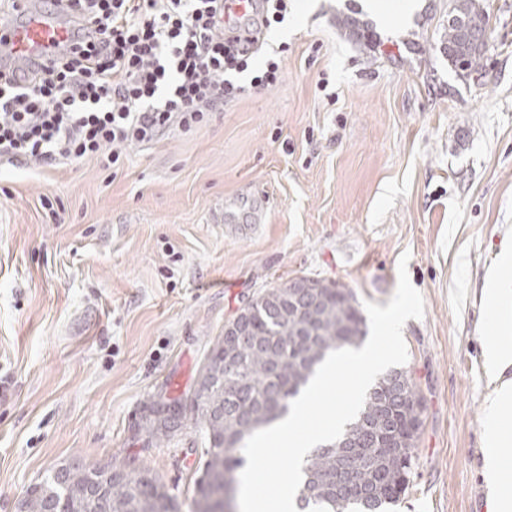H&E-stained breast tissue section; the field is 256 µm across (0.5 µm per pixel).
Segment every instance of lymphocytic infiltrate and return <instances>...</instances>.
<instances>
[{"mask_svg": "<svg viewBox=\"0 0 512 512\" xmlns=\"http://www.w3.org/2000/svg\"><path fill=\"white\" fill-rule=\"evenodd\" d=\"M63 3L93 33L27 84L0 79L1 161L93 157L117 172L122 147L203 127L226 101L280 80L278 61L253 62L288 0H259L239 25L229 0Z\"/></svg>", "mask_w": 512, "mask_h": 512, "instance_id": "lymphocytic-infiltrate-1", "label": "lymphocytic infiltrate"}]
</instances>
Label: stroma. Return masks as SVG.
<instances>
[{"mask_svg":"<svg viewBox=\"0 0 512 512\" xmlns=\"http://www.w3.org/2000/svg\"><path fill=\"white\" fill-rule=\"evenodd\" d=\"M483 4L480 77L441 50L452 0H289L262 51L281 81L126 148L115 179L93 158L0 165V512L60 465L115 459L197 512L202 432L187 417L149 443L143 405L192 389L264 289L311 277L384 307L405 251L425 307L403 327L405 368L425 410L396 512H487L482 341L512 335V309L490 317L483 297L512 243V0ZM259 194L255 230L218 223Z\"/></svg>","mask_w":512,"mask_h":512,"instance_id":"obj_1","label":"stroma"}]
</instances>
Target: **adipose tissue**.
<instances>
[{"mask_svg":"<svg viewBox=\"0 0 512 512\" xmlns=\"http://www.w3.org/2000/svg\"><path fill=\"white\" fill-rule=\"evenodd\" d=\"M511 418L512 381L509 380L501 383L489 399L483 447L488 512H512V456L504 452L512 439L501 428L502 421Z\"/></svg>","mask_w":512,"mask_h":512,"instance_id":"adipose-tissue-1","label":"adipose tissue"}]
</instances>
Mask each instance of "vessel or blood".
<instances>
[{"instance_id": "vessel-or-blood-1", "label": "vessel or blood", "mask_w": 512, "mask_h": 512, "mask_svg": "<svg viewBox=\"0 0 512 512\" xmlns=\"http://www.w3.org/2000/svg\"><path fill=\"white\" fill-rule=\"evenodd\" d=\"M76 30V23L46 8L28 6L14 18H0V71L20 76L40 70L71 51Z\"/></svg>"}]
</instances>
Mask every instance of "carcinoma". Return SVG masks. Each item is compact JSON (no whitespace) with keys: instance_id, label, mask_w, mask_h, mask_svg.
<instances>
[{"instance_id":"1","label":"carcinoma","mask_w":512,"mask_h":512,"mask_svg":"<svg viewBox=\"0 0 512 512\" xmlns=\"http://www.w3.org/2000/svg\"><path fill=\"white\" fill-rule=\"evenodd\" d=\"M489 16L477 0H455L443 52L471 76L482 71L486 43L475 33ZM319 304L285 285L261 292L236 315L239 335L218 337L200 367L190 412L204 432L200 497L223 496L231 512L243 446L256 431L281 421L326 356L358 347L367 332L354 293L317 281ZM424 405L408 372L394 369L367 392L364 406L334 442L314 448L302 467L301 512H390L409 488ZM175 416H149L139 425L148 441L175 435ZM20 512H176L175 500L146 468L123 461L77 467L31 486Z\"/></svg>"}]
</instances>
